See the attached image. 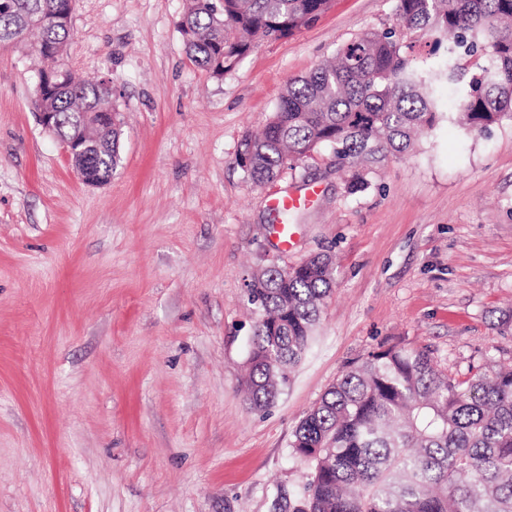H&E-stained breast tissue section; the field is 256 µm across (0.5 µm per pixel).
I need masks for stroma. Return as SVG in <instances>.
<instances>
[{
  "mask_svg": "<svg viewBox=\"0 0 512 512\" xmlns=\"http://www.w3.org/2000/svg\"><path fill=\"white\" fill-rule=\"evenodd\" d=\"M187 0H76L63 62L119 93L121 161L84 184L32 110L30 44L0 48V512H292L290 441L349 364L394 342L464 381L512 365V122L443 112L362 175L321 148L272 182L238 162L288 82L395 0H331L215 77L189 59ZM315 190L295 245L273 194ZM325 252L332 292L276 404L241 389L252 274Z\"/></svg>",
  "mask_w": 512,
  "mask_h": 512,
  "instance_id": "35a3bbf8",
  "label": "stroma"
}]
</instances>
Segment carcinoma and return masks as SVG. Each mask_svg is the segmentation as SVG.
<instances>
[{
    "label": "carcinoma",
    "instance_id": "obj_1",
    "mask_svg": "<svg viewBox=\"0 0 512 512\" xmlns=\"http://www.w3.org/2000/svg\"><path fill=\"white\" fill-rule=\"evenodd\" d=\"M75 0H0V46L35 36L63 88L33 101L53 112V133L69 138L88 112L112 113V130L87 148L94 172L120 162L121 121L112 85L77 79L59 63ZM402 29L431 40L437 60L417 61L388 28L336 50V61L291 80L240 162L254 182L276 178L323 146L351 164L403 153L414 133L438 119L436 90L456 86L458 122L482 131L512 121V0H395ZM330 0H189L180 33L194 65L214 76L233 70L258 39L279 40L309 26ZM330 256L286 271L253 273L258 310L243 384L255 411L271 408L308 351L332 291ZM295 456L313 468L295 512H512V367L491 364L466 381L441 370L427 351L392 345L356 361L294 430Z\"/></svg>",
    "mask_w": 512,
    "mask_h": 512
}]
</instances>
